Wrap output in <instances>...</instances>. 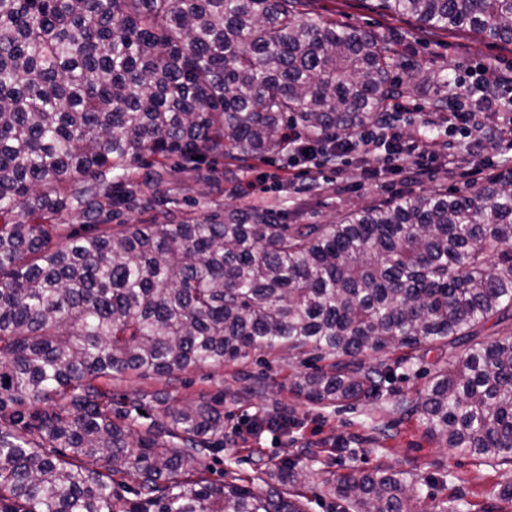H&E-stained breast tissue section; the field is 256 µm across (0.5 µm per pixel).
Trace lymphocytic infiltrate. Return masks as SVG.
I'll use <instances>...</instances> for the list:
<instances>
[{
    "instance_id": "lymphocytic-infiltrate-1",
    "label": "lymphocytic infiltrate",
    "mask_w": 512,
    "mask_h": 512,
    "mask_svg": "<svg viewBox=\"0 0 512 512\" xmlns=\"http://www.w3.org/2000/svg\"><path fill=\"white\" fill-rule=\"evenodd\" d=\"M480 71L483 79L478 85L480 96L476 106L451 100L446 108L427 113L421 130L416 132L405 130L392 116H383L356 131L349 142V151L379 152L382 165L393 170L409 166L420 176H455L459 170L469 167L471 157L481 147L480 142L467 139L477 116L494 117L499 111L501 92L512 91V70L499 71L489 60L481 64ZM447 125L466 137V144L453 149L435 138V131Z\"/></svg>"
}]
</instances>
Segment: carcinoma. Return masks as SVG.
<instances>
[{"mask_svg":"<svg viewBox=\"0 0 512 512\" xmlns=\"http://www.w3.org/2000/svg\"><path fill=\"white\" fill-rule=\"evenodd\" d=\"M307 2L0 0V512H306L285 463L264 490L207 476L219 403L112 397L133 376L176 381L264 350L330 360L298 391L354 404L435 349L430 384L394 410L452 454L512 466V327L480 336L512 322V168L331 224L254 205L108 223L141 168L288 154L290 130L329 160L383 115L401 60ZM379 8L512 44V0ZM70 210L86 230L54 246ZM335 494L355 512H461L388 469H355Z\"/></svg>","mask_w":512,"mask_h":512,"instance_id":"1","label":"carcinoma"}]
</instances>
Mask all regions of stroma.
<instances>
[{
    "mask_svg": "<svg viewBox=\"0 0 512 512\" xmlns=\"http://www.w3.org/2000/svg\"><path fill=\"white\" fill-rule=\"evenodd\" d=\"M311 12L392 38L407 67L402 70L404 98L398 110L409 127H416L429 106L455 94L454 78L466 66L496 59L501 67L512 66V45H491L461 32L421 35L414 20L391 18L378 8L377 0H310ZM485 150L478 159L481 172L453 178L434 177L413 181L401 175L375 179L363 169L376 157L345 159L339 166L320 168L314 188L299 193L297 167L273 155L263 160L241 161L232 157L203 163L199 170H177L162 179L147 178L137 202L114 210L116 224H176L202 218L225 206L260 202L281 215L285 224H326L339 216L376 204L405 192L468 190L490 172L491 162L506 161L512 167V110L501 113L495 131L473 132ZM164 198L160 209L146 211L142 199ZM314 362L288 358L280 352H256L249 358L223 367L200 366L170 383L150 375L116 383V401L138 400L151 404L158 392L175 400H221L224 408V448L203 458L214 476L257 477L289 458L304 481L301 488L310 504L307 512H334L337 499L330 492L350 468H388L410 473L424 494L459 497L464 512H512V501L501 498L512 486V466L479 463L455 456L443 448L422 425L419 416L392 411L389 400L354 405H322L308 402L295 384L313 372ZM272 415L294 419L288 435L256 430L255 420Z\"/></svg>",
    "mask_w": 512,
    "mask_h": 512,
    "instance_id": "1",
    "label": "stroma"
}]
</instances>
